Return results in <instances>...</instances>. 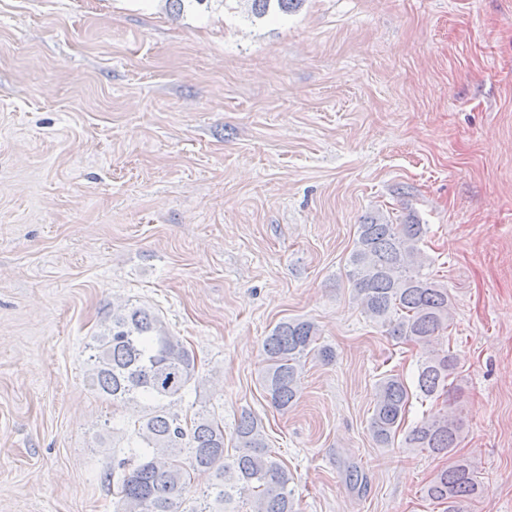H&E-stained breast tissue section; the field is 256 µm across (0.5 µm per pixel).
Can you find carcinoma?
<instances>
[{
	"label": "carcinoma",
	"mask_w": 512,
	"mask_h": 512,
	"mask_svg": "<svg viewBox=\"0 0 512 512\" xmlns=\"http://www.w3.org/2000/svg\"><path fill=\"white\" fill-rule=\"evenodd\" d=\"M234 2L254 22L271 13L295 12L304 0ZM426 233V225L412 217L398 224L380 216L364 219L357 227L348 276L366 317L389 336L420 348L416 389L437 401L449 396L456 361L445 344L453 319L448 288L422 273L426 256L420 243ZM318 340L316 324L305 319L281 322L264 338L268 367L263 385L277 410L294 405L304 359L335 358L333 349ZM88 348L90 388L114 404L139 409L130 422L136 444L122 456L112 453V468L101 476L116 499L115 512H226L237 496L252 498V512H294L288 469L268 448L261 421L250 413L241 415L237 455L227 461L224 426L215 415L204 405L191 415L177 410L202 380L194 353L159 315L142 307L114 306ZM411 396L397 374L378 382L370 418L378 445L394 442ZM463 432L462 418L441 407L423 414L404 435L407 448L454 458L423 487L425 500L445 506L444 512H466L468 502L482 493L473 462L456 456ZM200 475L208 482L198 488L194 482Z\"/></svg>",
	"instance_id": "cac0c4a2"
}]
</instances>
